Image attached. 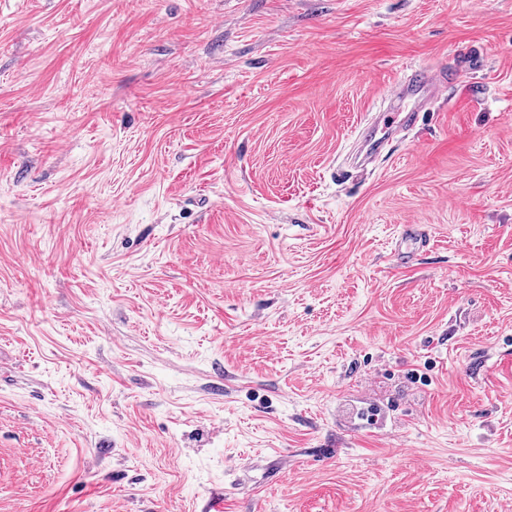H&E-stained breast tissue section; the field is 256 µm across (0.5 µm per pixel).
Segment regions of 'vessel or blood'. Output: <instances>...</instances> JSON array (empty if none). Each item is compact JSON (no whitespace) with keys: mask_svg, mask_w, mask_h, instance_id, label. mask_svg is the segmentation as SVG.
<instances>
[{"mask_svg":"<svg viewBox=\"0 0 512 512\" xmlns=\"http://www.w3.org/2000/svg\"><path fill=\"white\" fill-rule=\"evenodd\" d=\"M447 84L445 76L428 70H413L408 81L397 83L393 89L396 100H413L414 106L407 112H396L373 121L368 127L362 128L358 141L364 148L367 157H375L383 143L389 141L400 131L414 126L420 116L427 110L430 100ZM428 240L422 225H405L400 239L393 252L398 264H410L416 254L425 248Z\"/></svg>","mask_w":512,"mask_h":512,"instance_id":"b4317fda","label":"vessel or blood"}]
</instances>
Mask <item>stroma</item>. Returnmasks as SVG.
Listing matches in <instances>:
<instances>
[{"label": "stroma", "instance_id": "stroma-1", "mask_svg": "<svg viewBox=\"0 0 512 512\" xmlns=\"http://www.w3.org/2000/svg\"><path fill=\"white\" fill-rule=\"evenodd\" d=\"M509 355L512 0H0V512H503ZM446 84V75L421 69H414L408 81L398 82L393 89V96L398 101L413 99L414 107L408 112H396L384 119L380 117L361 129L357 141L365 149L367 157L377 156L383 143L396 133L414 126L420 116H424L430 100ZM428 245L422 224H406L393 252L395 261L400 265H409L416 254Z\"/></svg>", "mask_w": 512, "mask_h": 512}]
</instances>
